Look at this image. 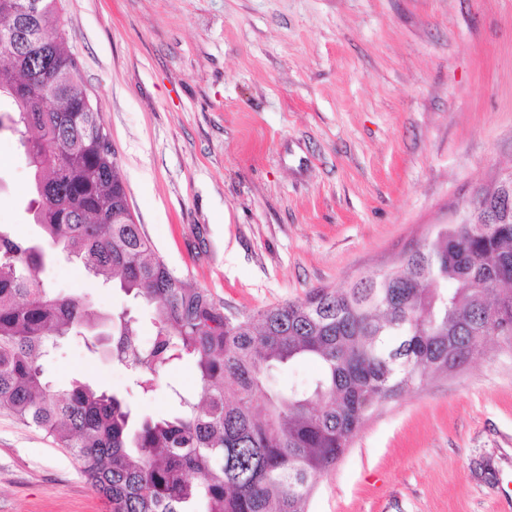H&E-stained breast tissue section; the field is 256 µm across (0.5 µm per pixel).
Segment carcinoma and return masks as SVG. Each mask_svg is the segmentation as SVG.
<instances>
[{
  "mask_svg": "<svg viewBox=\"0 0 512 512\" xmlns=\"http://www.w3.org/2000/svg\"><path fill=\"white\" fill-rule=\"evenodd\" d=\"M41 3L37 45L0 49V97L14 105L0 130L18 134L34 170L29 211L41 229L31 240L0 225V410L66 449L110 512H306L314 477L383 403L482 358L489 340L512 349V177L385 270L225 314L129 223L57 0ZM24 4L0 0V30L21 21ZM54 254L152 307L151 345L136 341L131 310L99 315L52 294L37 272ZM99 324L142 392L185 357L200 392L171 387L180 411L156 418L88 382L53 383L44 361L58 342ZM303 361L319 368L312 387L270 388L272 369Z\"/></svg>",
  "mask_w": 512,
  "mask_h": 512,
  "instance_id": "1",
  "label": "carcinoma"
}]
</instances>
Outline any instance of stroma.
<instances>
[{
	"instance_id": "1",
	"label": "stroma",
	"mask_w": 512,
	"mask_h": 512,
	"mask_svg": "<svg viewBox=\"0 0 512 512\" xmlns=\"http://www.w3.org/2000/svg\"><path fill=\"white\" fill-rule=\"evenodd\" d=\"M129 204L187 283L249 313L345 288L460 219L512 172V0H58ZM32 169L0 132V224L24 237ZM96 310L119 289L47 260ZM138 411L173 409L177 363L142 394L82 340L44 364ZM0 512H108L75 460L0 411ZM308 512H512V351L384 403Z\"/></svg>"
}]
</instances>
